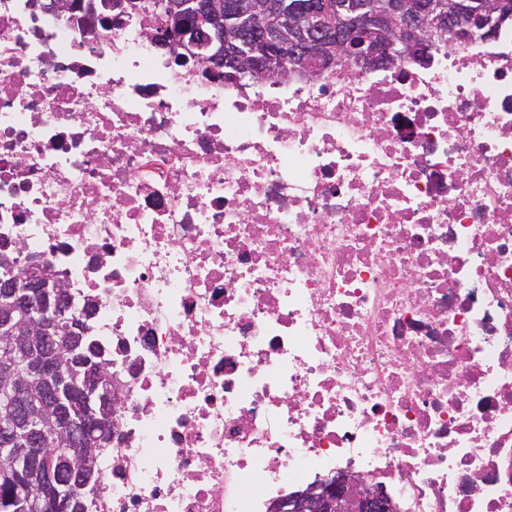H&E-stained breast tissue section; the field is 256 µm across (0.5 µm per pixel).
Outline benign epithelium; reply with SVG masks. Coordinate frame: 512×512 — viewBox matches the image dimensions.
Here are the masks:
<instances>
[{"instance_id": "7a95c632", "label": "benign epithelium", "mask_w": 512, "mask_h": 512, "mask_svg": "<svg viewBox=\"0 0 512 512\" xmlns=\"http://www.w3.org/2000/svg\"><path fill=\"white\" fill-rule=\"evenodd\" d=\"M169 24L152 36L159 48L198 51L217 68L264 80L276 75L315 78L346 60L361 71L402 70L425 60L435 34L465 39L490 34L504 21L496 0H172ZM448 13L449 27L433 19ZM86 307L76 315L63 288L34 268L0 279V330L17 337L14 348L34 347L25 367H0V471L13 474L22 512H65L79 486L92 478L94 463L84 452L88 420L104 427L118 399L106 364L83 345ZM58 436L48 448L49 435ZM58 457L60 467H41ZM383 486L361 474L341 473L296 490L270 504L269 512H393Z\"/></svg>"}]
</instances>
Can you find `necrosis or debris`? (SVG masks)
<instances>
[{
	"mask_svg": "<svg viewBox=\"0 0 512 512\" xmlns=\"http://www.w3.org/2000/svg\"><path fill=\"white\" fill-rule=\"evenodd\" d=\"M0 0V253L46 264L121 407L96 512H265L370 474L512 512V24L261 89L158 11Z\"/></svg>",
	"mask_w": 512,
	"mask_h": 512,
	"instance_id": "4bbe7bcc",
	"label": "necrosis or debris"
}]
</instances>
